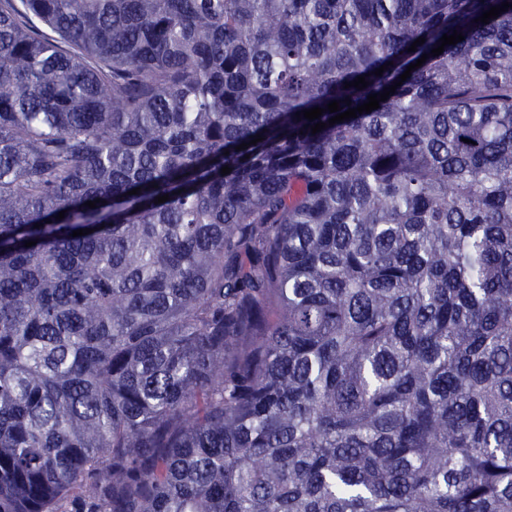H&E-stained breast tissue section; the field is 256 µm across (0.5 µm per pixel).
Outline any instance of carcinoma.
Returning <instances> with one entry per match:
<instances>
[{
  "label": "carcinoma",
  "instance_id": "obj_1",
  "mask_svg": "<svg viewBox=\"0 0 512 512\" xmlns=\"http://www.w3.org/2000/svg\"><path fill=\"white\" fill-rule=\"evenodd\" d=\"M0 512H512V0H0Z\"/></svg>",
  "mask_w": 512,
  "mask_h": 512
}]
</instances>
